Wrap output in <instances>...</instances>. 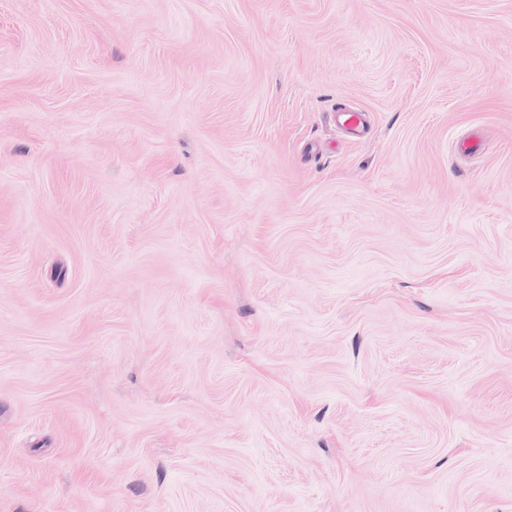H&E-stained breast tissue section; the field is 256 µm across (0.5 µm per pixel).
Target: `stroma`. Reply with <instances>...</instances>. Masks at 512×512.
<instances>
[{
	"mask_svg": "<svg viewBox=\"0 0 512 512\" xmlns=\"http://www.w3.org/2000/svg\"><path fill=\"white\" fill-rule=\"evenodd\" d=\"M0 512H512V0H0Z\"/></svg>",
	"mask_w": 512,
	"mask_h": 512,
	"instance_id": "1",
	"label": "stroma"
}]
</instances>
